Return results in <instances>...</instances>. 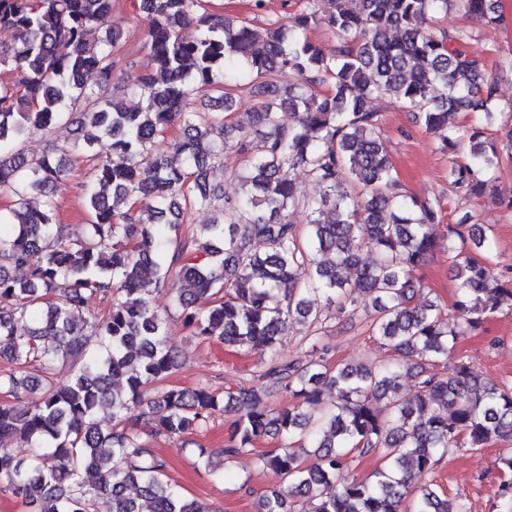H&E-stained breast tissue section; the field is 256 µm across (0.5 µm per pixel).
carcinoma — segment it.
Here are the masks:
<instances>
[{
    "instance_id": "1",
    "label": "carcinoma",
    "mask_w": 512,
    "mask_h": 512,
    "mask_svg": "<svg viewBox=\"0 0 512 512\" xmlns=\"http://www.w3.org/2000/svg\"><path fill=\"white\" fill-rule=\"evenodd\" d=\"M204 3L139 0L149 63L130 76L114 54L122 34L111 0H0V28L16 35L0 46V71L11 76L0 81V192L14 198L10 216L0 213V358L18 369L0 387L28 398L21 408L0 403V438L29 448L25 459L0 456V492L30 512H89L100 496L112 499V512H221L182 494L123 414L146 409L155 435L177 436L238 408L220 460L204 465L222 478L225 463L278 438L262 464L281 484L258 512H469L463 495L450 507L434 484L417 481L448 452L476 454L491 443L506 445L499 497L511 510L512 380L487 379L448 356L488 317L512 313V277L499 271L492 239L472 216L436 235L440 201L400 192L380 114L366 107L367 98L390 95L440 133L441 151L468 142L470 159L448 170L451 191L472 200L493 191L499 157L482 137L497 82L471 33L433 32L428 22L459 3L498 25V0H302L287 23L262 27ZM187 25L196 38L182 37ZM315 27L336 39L333 56L308 36ZM125 92L139 96L138 109L123 106ZM213 92L222 111L188 110L191 95ZM243 97L256 100L246 125L230 120ZM77 111L76 132L55 155L25 157V137ZM458 115L469 125L449 122ZM174 128L179 149L143 165L154 140ZM230 131L248 167L237 174L245 193L223 201L207 167L220 161ZM75 155L94 173L84 185L89 219L63 239L54 198ZM299 173L321 193L299 195ZM34 191L44 193L41 209L30 206ZM117 199L126 211H116ZM199 205L217 216L201 239L183 240L184 216ZM139 208L158 223L139 228ZM296 211L305 224L292 221ZM254 239L264 253L251 250ZM438 249L457 281L450 312L416 276ZM16 269L27 278L15 279ZM165 286L195 338L268 354L259 388L225 399L206 385L148 392L179 367L150 305ZM97 295L110 298L101 316L88 311ZM330 308L366 321L393 359L374 368L277 360L286 328L297 322L314 342ZM28 318L30 330L18 332ZM68 359L76 372L60 382L56 363ZM406 378L417 389L412 401L398 394ZM325 387L336 398L327 410ZM282 392L293 400L287 408L256 406ZM372 454L382 465L371 477L339 480L350 459Z\"/></svg>"
}]
</instances>
